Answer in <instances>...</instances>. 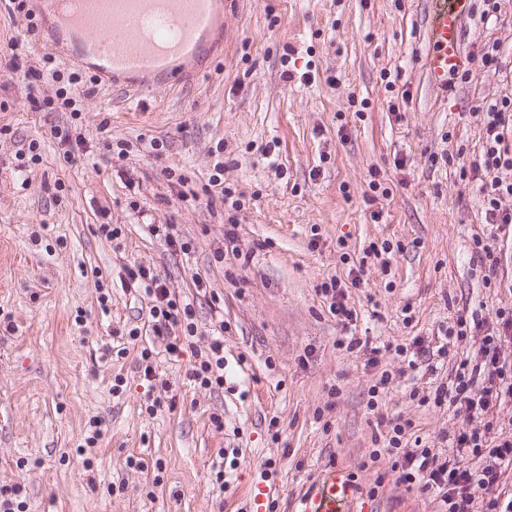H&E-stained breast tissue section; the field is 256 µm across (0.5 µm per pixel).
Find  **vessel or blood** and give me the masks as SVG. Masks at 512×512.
Segmentation results:
<instances>
[{
    "label": "vessel or blood",
    "mask_w": 512,
    "mask_h": 512,
    "mask_svg": "<svg viewBox=\"0 0 512 512\" xmlns=\"http://www.w3.org/2000/svg\"><path fill=\"white\" fill-rule=\"evenodd\" d=\"M38 13L61 28L85 34L81 61L98 56L89 40L104 18L113 22L110 54L100 67L101 78L120 83L151 72H162L166 60L199 53L216 24L215 0H34ZM473 0H431L426 17V51L422 67L430 84L448 85L450 77L468 67L461 32ZM298 512H367L349 473L340 468L324 472L299 500Z\"/></svg>",
    "instance_id": "vessel-or-blood-1"
}]
</instances>
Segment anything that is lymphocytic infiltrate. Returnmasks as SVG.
Segmentation results:
<instances>
[{
  "label": "lymphocytic infiltrate",
  "instance_id": "obj_1",
  "mask_svg": "<svg viewBox=\"0 0 512 512\" xmlns=\"http://www.w3.org/2000/svg\"><path fill=\"white\" fill-rule=\"evenodd\" d=\"M484 153L481 163L471 169L473 179L482 183L485 193V219L498 228L512 226V210L504 209L502 198L512 197V100L487 105L484 112ZM129 284H140L151 297V327L170 333L167 351L177 357L185 349V339L195 331L190 305L180 303L174 292L149 269L128 271ZM183 326V335L172 329ZM512 342V309L496 313V327L486 333L477 359L460 360L452 384H439L426 394V401L454 406L456 414L474 419L489 414L497 406L512 403V360L501 354L504 344ZM189 378L205 387L224 385V342L215 339L206 354H199L188 372ZM452 454L442 457L432 449L399 453L390 469L398 481L415 487L420 494L437 501L441 512H473L478 492H487L484 512H512V499L490 496L506 470L512 469V431L500 432L486 440L484 431L475 427L453 438ZM484 457L481 467L469 465L468 456Z\"/></svg>",
  "mask_w": 512,
  "mask_h": 512
}]
</instances>
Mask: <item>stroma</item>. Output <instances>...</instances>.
<instances>
[{"mask_svg":"<svg viewBox=\"0 0 512 512\" xmlns=\"http://www.w3.org/2000/svg\"><path fill=\"white\" fill-rule=\"evenodd\" d=\"M486 8L473 0L471 67L443 91L421 67L428 0H224V52L195 81L139 94L86 69L73 118L43 105L54 47L32 48L28 18L0 2V47L19 44L0 57V488L23 486L27 512H249L264 485L274 512H295L343 466L377 487L372 512H435L390 472L392 428L409 426L402 451L447 456L472 424L418 395L477 357L483 331L450 336L458 316L490 329L512 308V237L498 238L493 271L477 265L473 241L492 227L465 175L482 156L483 107L512 99V78L481 62L495 42L512 62V0ZM58 128L84 137L77 161ZM32 142L40 161L18 168ZM156 224L174 225L185 250ZM386 242V262L365 259ZM138 266L191 305L180 357L147 325L150 298L125 285ZM358 267L346 325L319 288ZM134 327L141 337L123 343ZM219 335L224 386L194 385L192 353ZM346 337L356 346L340 347ZM421 347L432 363L409 367Z\"/></svg>","mask_w":512,"mask_h":512,"instance_id":"1","label":"stroma"}]
</instances>
